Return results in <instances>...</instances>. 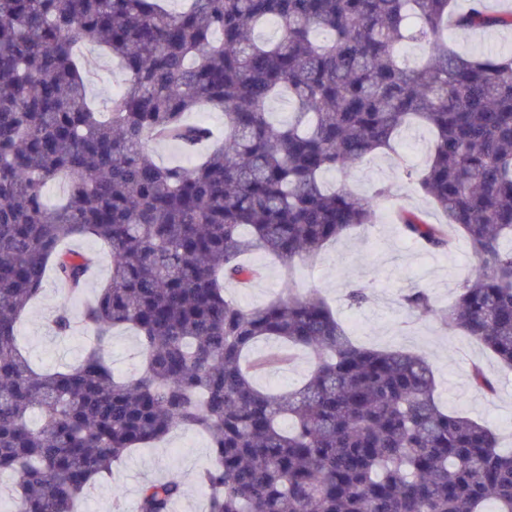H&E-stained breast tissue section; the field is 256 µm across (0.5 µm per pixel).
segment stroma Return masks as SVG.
<instances>
[{"label":"stroma","mask_w":512,"mask_h":512,"mask_svg":"<svg viewBox=\"0 0 512 512\" xmlns=\"http://www.w3.org/2000/svg\"><path fill=\"white\" fill-rule=\"evenodd\" d=\"M450 38L457 50L472 55L512 50V31L455 30ZM82 53L96 63L87 80L88 95L96 104L105 105L122 75L102 48L87 45ZM347 181L361 193L388 185L395 204L424 212L431 221L439 219L431 202L405 180L393 155L379 154L363 161L351 169ZM390 206L381 204L373 225L354 229L330 242L316 264L299 267L295 287L318 289L355 343L375 348L402 347L426 357L435 373L439 403L498 428L503 444L512 443V372L502 371L485 347L439 319L408 314L400 305L401 295L414 286L426 289L435 307L453 303L471 263L466 245L457 243L446 254L421 250L402 235ZM246 260L259 268L262 276L249 288L227 286L228 296L241 306L254 307L283 294L277 262L261 252L248 254ZM352 281L369 283V303L360 307L347 304L345 287ZM65 298V289L55 279H47L41 299L28 309L21 324V342L36 365L60 368L75 362L91 341L80 326L70 336L55 335L52 320ZM475 363L496 379L494 394L472 387L469 371ZM209 455L206 436L176 429L158 446L138 449L108 478L98 481L87 494L86 512H112V494L117 490L123 495L125 512H135L140 487L168 476L185 482L186 494L176 512H202L205 496L194 476L207 465Z\"/></svg>","instance_id":"1"}]
</instances>
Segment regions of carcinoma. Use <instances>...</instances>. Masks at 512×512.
Instances as JSON below:
<instances>
[{"mask_svg": "<svg viewBox=\"0 0 512 512\" xmlns=\"http://www.w3.org/2000/svg\"><path fill=\"white\" fill-rule=\"evenodd\" d=\"M0 0V474L15 478L14 512H78L91 486L134 448L177 428L206 434L204 512H512V453L496 431L441 409L425 357L354 344L317 291L245 308L225 294L260 271L264 252L289 279L295 265L373 222L370 195L329 188L391 150L403 128L433 133L423 168L405 177L444 222L400 209L409 241L432 252L462 240L473 269L440 318L512 371V53L465 55L450 30L512 29V10L471 0ZM277 23L280 36L255 38ZM405 42L428 60H400ZM87 44L118 59L110 107L89 98ZM288 104L276 123L271 102ZM224 113V137L188 115ZM164 141L205 149L191 167L161 165ZM62 181L59 204L49 184ZM109 276L91 295L98 255ZM67 291L54 332L95 337L80 359L38 371L18 324L47 271ZM348 300H369L362 282ZM432 314L422 288L401 297ZM135 330L142 365L115 377L112 332ZM261 341L270 350L245 362ZM305 349L314 366L294 390L255 377ZM472 387L492 377L473 367ZM40 423L32 426V413ZM169 477L144 484L135 512H174Z\"/></svg>", "mask_w": 512, "mask_h": 512, "instance_id": "cac0c4a2", "label": "carcinoma"}]
</instances>
